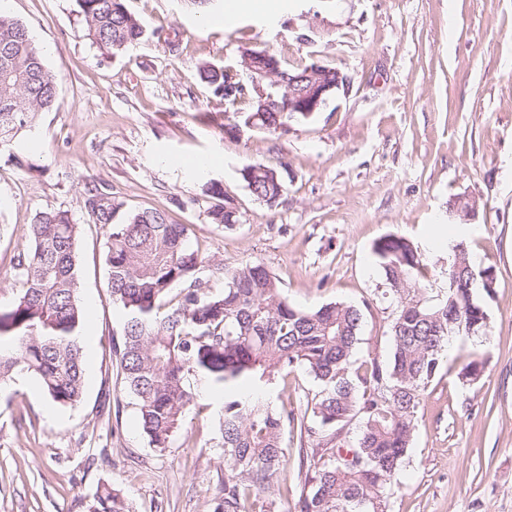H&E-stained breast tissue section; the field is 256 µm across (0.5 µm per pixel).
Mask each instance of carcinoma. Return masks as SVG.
<instances>
[{"label":"carcinoma","mask_w":512,"mask_h":512,"mask_svg":"<svg viewBox=\"0 0 512 512\" xmlns=\"http://www.w3.org/2000/svg\"><path fill=\"white\" fill-rule=\"evenodd\" d=\"M92 42L114 55L145 34L124 0H78ZM254 68L274 75L284 103L288 83L304 67H287L272 54L253 53ZM201 77L234 105L247 104L224 124L274 134L302 112H261L249 84L211 65ZM56 82L29 28L0 13V150L18 148L17 137L35 128L39 115L56 101ZM251 196L275 206L285 192L279 174L254 163L241 170ZM193 204L209 223L224 229L239 221L238 209L222 185L209 181ZM118 205L87 208L109 229L105 263L112 304L124 314L122 337L113 343L126 390L135 398L150 447L163 451L200 391L247 379L267 388L297 368L318 386L310 419L295 421L285 410L253 397L224 398L219 414L223 438L224 499L217 512H270L265 498L282 458L288 426L296 430L303 489L294 512H389L392 484L410 448L420 395L439 375L454 341L486 335L488 313L477 285L493 279L490 269L471 264L467 245L448 248V266L429 275L411 242L389 234L373 247L395 308L388 335L391 352L381 362H358L353 352L366 322L364 309L328 303L305 309L288 302L282 282L260 263L224 273V288L213 290L198 273L206 258L189 245L191 225L168 212L144 208L114 222ZM79 224L69 211H42L28 225L30 245L14 259L23 288L0 308V383L18 376L38 379L61 406L78 404L84 391V352L77 239ZM177 284L182 288L169 299ZM484 372L468 354L461 379L473 383ZM356 420L355 442L340 436ZM88 512H129L110 487L97 490Z\"/></svg>","instance_id":"carcinoma-1"}]
</instances>
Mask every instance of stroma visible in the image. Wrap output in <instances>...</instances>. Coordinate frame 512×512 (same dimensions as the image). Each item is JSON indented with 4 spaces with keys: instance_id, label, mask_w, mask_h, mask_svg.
<instances>
[{
    "instance_id": "1",
    "label": "stroma",
    "mask_w": 512,
    "mask_h": 512,
    "mask_svg": "<svg viewBox=\"0 0 512 512\" xmlns=\"http://www.w3.org/2000/svg\"><path fill=\"white\" fill-rule=\"evenodd\" d=\"M227 0H125L144 37L114 56L87 36L78 0H12L57 84L21 161L0 153V304L23 286L13 258L46 209L79 224L78 304L89 318L81 403L50 402L34 378L0 385V512H85L111 486L130 512H215L224 454L212 411L190 407L170 448H151L134 397L116 368L121 314L105 265L107 229L90 221L88 187L110 192L122 213L168 210L193 227L215 289L225 270L260 263L291 303L368 306L358 358L386 359L394 308L374 244L396 234L434 268L462 238L471 262L492 268L489 338L477 349L483 378L465 384L449 362L421 393L416 429L390 512H512V0H268L269 16ZM282 63L338 68L348 84L304 122L268 135L224 132L222 98L203 64L236 68L243 49ZM261 162L285 184L276 206L256 201L241 169ZM222 182L239 211L227 230L174 200ZM473 200L471 217L454 212ZM273 393L303 417L316 383L303 370ZM273 479L296 499V444Z\"/></svg>"
}]
</instances>
